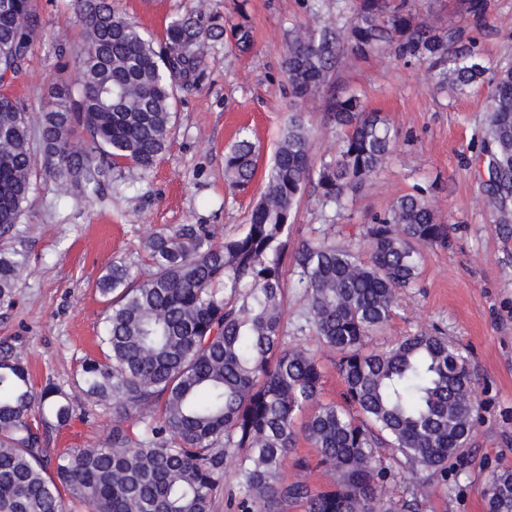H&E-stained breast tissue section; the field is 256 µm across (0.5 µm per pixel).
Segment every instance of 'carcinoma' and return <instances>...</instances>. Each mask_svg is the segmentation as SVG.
<instances>
[{
  "label": "carcinoma",
  "mask_w": 512,
  "mask_h": 512,
  "mask_svg": "<svg viewBox=\"0 0 512 512\" xmlns=\"http://www.w3.org/2000/svg\"><path fill=\"white\" fill-rule=\"evenodd\" d=\"M342 2L355 55L432 62L441 90L462 91L491 73L480 154L487 192L507 200L512 65L485 66L471 37L452 49L450 41L464 39L454 20L442 29L412 13L409 0ZM74 3L86 44L74 82L59 85L41 114L39 142L45 174L66 193L90 197L105 168L147 171L166 150L178 88L197 77L209 40L222 37L239 53L254 40L245 21L188 14L169 22L158 50L112 0ZM39 29L33 0H0V82L23 70ZM336 60L326 30L288 32V91L329 111L333 154L313 160L303 113H294L241 232L218 241L210 224L171 225L142 243L144 276L125 261L106 268L98 281L106 302L99 355L82 361L80 396L50 380L36 388L22 354L0 347V512H213L229 463L237 512H421L418 492L434 481L448 485V462L467 448L478 417L466 356L432 333L367 348L399 290L417 277L422 249L447 237L432 201L419 189L373 216L366 255L334 239L291 242L307 185L338 216L395 147L383 113L330 89ZM256 172V145L244 134L225 153L224 176L244 189ZM32 176L26 106L1 92L0 307L14 304L27 269L13 242ZM288 261L304 288L305 326L338 356L345 386L344 404L318 405L300 433L295 416L316 400L322 373L313 353L284 342ZM88 400L112 403L104 445L49 447L54 431L89 418ZM300 434L316 457L298 458L289 479L283 464ZM381 448L414 481L412 495L393 497ZM317 470L333 478L328 488L312 486ZM484 507L512 512V469L490 475Z\"/></svg>",
  "instance_id": "obj_1"
}]
</instances>
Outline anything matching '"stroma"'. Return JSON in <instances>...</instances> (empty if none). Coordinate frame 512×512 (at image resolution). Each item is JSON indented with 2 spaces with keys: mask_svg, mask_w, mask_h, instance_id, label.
<instances>
[{
  "mask_svg": "<svg viewBox=\"0 0 512 512\" xmlns=\"http://www.w3.org/2000/svg\"><path fill=\"white\" fill-rule=\"evenodd\" d=\"M41 33L24 71L1 90L28 107L31 127L51 101L61 62L83 51L81 24L72 0H35ZM422 17L455 20L482 46L485 66L512 63V0H490L482 22L463 0H410ZM115 8L145 34L161 37L176 16L194 12L247 20L250 53L227 52L209 42L195 84L178 93L176 121L166 151L149 171H107L96 195L60 197L57 184L35 155L33 205L16 241L28 255L14 305L0 307V345H14L29 362L35 384L53 381L73 390L82 360L96 351L105 304L97 281L112 260L138 259L143 239L171 224H211L217 236L241 231L260 197L277 141L295 105L282 72L289 29L321 23L343 35L336 0H114ZM430 62L404 64L388 55L357 58L343 53L331 72L337 91L383 112L397 132L395 149L377 177L364 185L337 220H329L313 189H306L290 229L293 243L334 236L365 246L374 214L397 198L426 189L448 240L423 251L421 273L399 296L386 328L373 336L381 346L405 336L436 332L468 358L479 405L478 425L458 477L432 486L426 512H484L483 490L491 472L512 468V225H501L500 203L489 195L478 159L492 85L483 80L459 94H439ZM249 134L258 151V175L241 192L224 181V153ZM287 272L284 314L288 346L313 350L323 372L321 403L342 400L335 355L320 347L301 318L304 292ZM112 408L97 407L89 422L54 432L55 448L104 444Z\"/></svg>",
  "mask_w": 512,
  "mask_h": 512,
  "instance_id": "35a3bbf8",
  "label": "stroma"
}]
</instances>
